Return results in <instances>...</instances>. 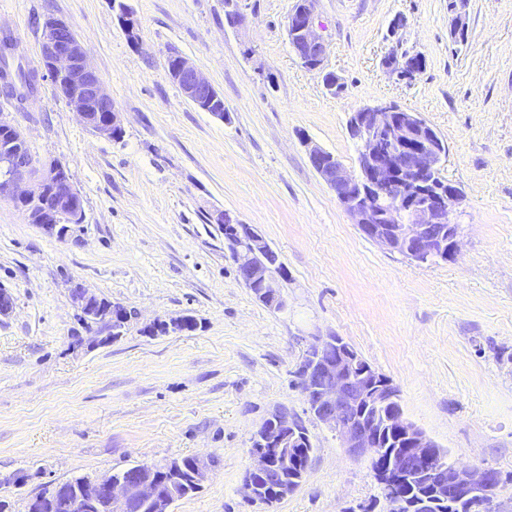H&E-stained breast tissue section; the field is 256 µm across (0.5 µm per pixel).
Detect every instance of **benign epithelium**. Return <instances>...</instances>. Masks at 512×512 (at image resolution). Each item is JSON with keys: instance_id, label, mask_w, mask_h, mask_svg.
I'll return each mask as SVG.
<instances>
[{"instance_id": "7a95c632", "label": "benign epithelium", "mask_w": 512, "mask_h": 512, "mask_svg": "<svg viewBox=\"0 0 512 512\" xmlns=\"http://www.w3.org/2000/svg\"><path fill=\"white\" fill-rule=\"evenodd\" d=\"M317 0H298L288 18L292 51L309 69L322 66L326 45L314 24ZM467 0H452L450 36L458 40L466 31ZM41 61L45 75L54 79L57 95L78 113L99 136L115 139L122 130L112 96L97 74L90 55L72 26L59 18L43 22ZM167 77L184 97L203 111L217 98V90L188 57L173 52L167 58ZM427 123L392 102L365 105L351 113L348 133L357 145V166L349 171L332 153L306 142L312 168L335 193L361 234L383 248L415 263L446 260L456 252L458 230L453 223L458 188L441 177L446 149L436 145ZM19 127L11 125L0 138V196H8L19 208L40 202L29 213L31 223L46 234L64 239L65 214L82 213V198L65 169L52 163L41 176ZM224 246L237 265L242 283L259 288L267 307L283 310L287 299L272 270L282 265L252 225L224 213ZM96 295L84 288L73 293L82 318L93 316ZM130 314L112 306V319L104 326L121 333ZM299 387L309 412L336 432L342 447L352 456H369L374 476L382 489L383 512H404L405 496L398 491L402 480H422L434 487L437 503L480 497L498 485L492 469L471 470L448 463L440 448L404 415L400 394L340 336L316 338L297 370ZM303 441L302 424L288 410L280 409L256 430L252 438L253 462L243 489L252 500L265 503L261 483L273 486L285 498L294 490L286 483L285 469L298 463L297 448ZM102 490L107 512H132L143 504L152 512H169L172 502L161 493L150 466L132 479L102 476L84 478Z\"/></svg>"}]
</instances>
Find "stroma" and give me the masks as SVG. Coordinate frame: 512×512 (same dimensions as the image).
<instances>
[{"instance_id":"35a3bbf8","label":"stroma","mask_w":512,"mask_h":512,"mask_svg":"<svg viewBox=\"0 0 512 512\" xmlns=\"http://www.w3.org/2000/svg\"><path fill=\"white\" fill-rule=\"evenodd\" d=\"M0 0V34L39 66L42 24L67 21L112 94L123 136L92 132L49 79L0 122L19 126L37 165L60 163L83 201L65 239L0 197V501L28 512L46 487L137 464L197 456L200 492L170 512H378L368 457L313 418L295 372L316 337L349 343L400 394L406 418L450 463L491 468L512 512V0H468L464 43L449 38L448 0H317L320 69L288 41L297 0ZM188 56L222 94L228 121L196 108L165 74ZM419 54L404 79L388 55ZM339 78L331 93L324 73ZM393 102L419 113L448 147L461 192L458 251L414 263L366 238L312 168L308 143L357 167L351 112ZM257 227L284 263V310L256 301L224 249L216 217ZM83 288L132 318L120 338L80 322ZM190 315L196 330L152 336ZM285 408L307 428L302 484L267 507L243 479L255 430Z\"/></svg>"}]
</instances>
